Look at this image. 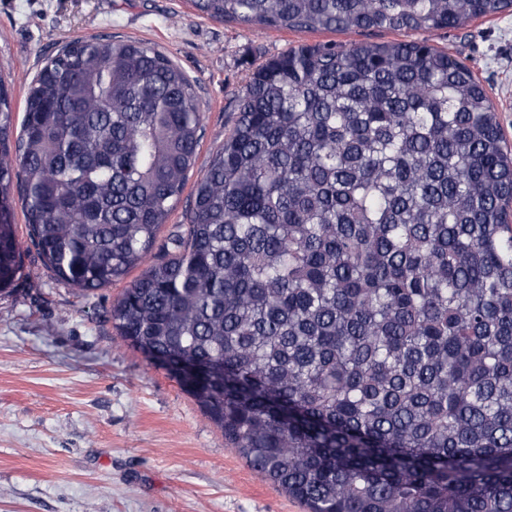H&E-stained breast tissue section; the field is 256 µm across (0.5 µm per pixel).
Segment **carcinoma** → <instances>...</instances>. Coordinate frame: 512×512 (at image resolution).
<instances>
[{
    "label": "carcinoma",
    "mask_w": 512,
    "mask_h": 512,
    "mask_svg": "<svg viewBox=\"0 0 512 512\" xmlns=\"http://www.w3.org/2000/svg\"><path fill=\"white\" fill-rule=\"evenodd\" d=\"M308 32L439 31L512 0H188ZM0 85V288L12 224L144 355L224 369L188 390L308 512H512V154L485 86L426 40L299 44L257 67L155 247L201 142L165 53L96 37Z\"/></svg>",
    "instance_id": "cac0c4a2"
}]
</instances>
